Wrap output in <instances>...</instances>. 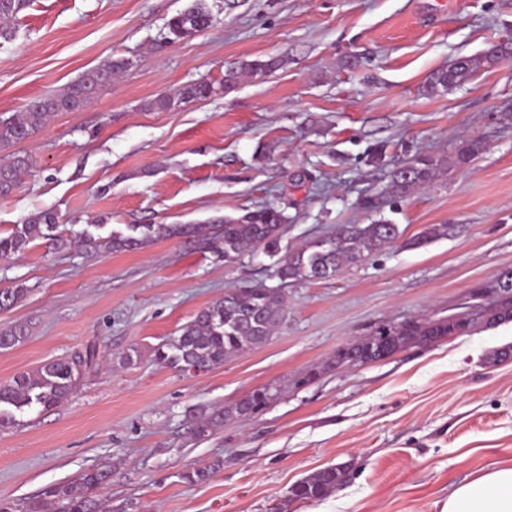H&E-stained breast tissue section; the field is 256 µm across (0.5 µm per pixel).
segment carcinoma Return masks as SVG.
<instances>
[{"mask_svg":"<svg viewBox=\"0 0 512 512\" xmlns=\"http://www.w3.org/2000/svg\"><path fill=\"white\" fill-rule=\"evenodd\" d=\"M30 0H0V37L9 39L8 22L26 9ZM213 18L202 0H193L183 11L170 19L168 39L190 38L211 27ZM512 60V39L488 45L481 53L464 56L450 68L433 74L427 91L435 94L448 91L481 68L493 67ZM129 61L115 58L105 67L91 70L63 93L31 101L26 111L0 116V151H4L35 134L55 112H70L82 107L97 91L112 81V75L125 70ZM284 65L280 57L241 62L224 71V89L233 88L241 74L266 76ZM213 91L211 84L198 82L181 89L177 95L161 94L148 103V108L170 111L182 103L203 100ZM484 151V143L473 139L463 143L452 157L420 152L411 158L412 172L405 177L398 172L391 176V192L401 198L415 190L428 188L440 174L450 168L464 166ZM31 165L28 155L14 151L0 164V185L15 187ZM289 217L273 206H259L243 214L224 217L222 224H146L135 234L113 232L96 237L89 231L78 234L85 249L100 253L134 251L160 238H178L188 244L208 245L224 250V261L234 262L251 248H263L274 257ZM59 217L50 210H41L27 218L9 235L0 236V258L25 249L31 242L43 239L57 249H67L71 240L58 231ZM454 228L448 224L432 225L410 238L406 245L423 247L448 236ZM400 225L379 218L369 224H345L329 237H322L290 251L274 262L272 277L280 282L273 288L247 286L232 288L224 297L200 310L179 335L154 348L155 360L166 367L184 372L196 368L208 372L224 365L239 354L264 345L280 323L285 297L281 285L333 278L345 268L380 252L401 238ZM495 288L501 305L489 318L492 325L512 321V270L498 277ZM27 289L18 285L0 291V309L18 303ZM464 319L443 320L400 327L383 326L373 335L339 348L336 366L353 367L384 360L411 344L429 345L455 332L468 329ZM27 327L15 324L0 329V349H11L23 343ZM98 354L89 347L69 356L49 360L39 367L16 376L0 385V430L17 425L16 413L40 407L52 409L68 397L82 377L96 366ZM278 389L270 385L256 388L231 408H203L192 417L191 433L201 439L224 424L231 415L247 418L273 402ZM346 477V470L328 466L293 484L287 500H320L331 494ZM112 481V468L102 465L91 468L69 483L44 487L38 495L16 505L0 503V512H103L98 498L100 488Z\"/></svg>","mask_w":512,"mask_h":512,"instance_id":"cac0c4a2","label":"carcinoma"}]
</instances>
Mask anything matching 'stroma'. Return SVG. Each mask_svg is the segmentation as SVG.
Masks as SVG:
<instances>
[{
    "instance_id": "stroma-1",
    "label": "stroma",
    "mask_w": 512,
    "mask_h": 512,
    "mask_svg": "<svg viewBox=\"0 0 512 512\" xmlns=\"http://www.w3.org/2000/svg\"><path fill=\"white\" fill-rule=\"evenodd\" d=\"M190 0H31L0 38V114L24 111L114 58L128 68L74 112L19 143L32 167L0 197V235L51 209L66 236L139 224H210L271 205L290 218L281 252L343 224L385 217L403 238L328 280L285 287L270 340L198 377L154 361L225 290L265 283L264 250L221 252L159 239L132 252H57L46 241L0 259V290L26 295L0 328L28 338L0 350V384L96 346L101 361L58 407L32 409L0 431V503L104 464L112 512H441L449 491L512 463V324L488 325L496 278L512 269V61L428 94L430 75L512 37V0H204L214 22L171 42ZM283 58L265 78L224 87L241 61ZM358 60L342 67L344 57ZM211 83L202 101L145 104ZM484 152L433 187L396 199L392 170L418 152ZM383 163H370L375 147ZM432 224L453 233L421 248ZM469 317V329L412 344L372 364L340 367L338 348L382 325ZM138 359L120 365L125 353ZM506 359H498V352ZM313 383H304L310 370ZM279 389L258 414L204 439L190 414ZM222 466L203 483L187 471ZM339 463L329 496L287 502L305 476ZM454 231V228L449 224L431 225L425 228L418 235L410 238L406 245L410 247H423L437 239L448 237Z\"/></svg>"
}]
</instances>
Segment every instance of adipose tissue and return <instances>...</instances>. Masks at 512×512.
<instances>
[{"label":"adipose tissue","instance_id":"1","mask_svg":"<svg viewBox=\"0 0 512 512\" xmlns=\"http://www.w3.org/2000/svg\"><path fill=\"white\" fill-rule=\"evenodd\" d=\"M442 512H512V464L493 467L457 485Z\"/></svg>","mask_w":512,"mask_h":512}]
</instances>
